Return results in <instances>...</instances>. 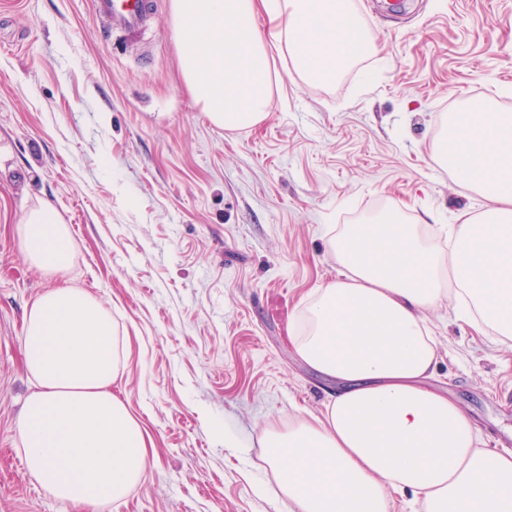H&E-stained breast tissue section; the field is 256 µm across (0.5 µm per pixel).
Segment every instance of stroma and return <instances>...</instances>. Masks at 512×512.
<instances>
[{"instance_id":"obj_1","label":"stroma","mask_w":512,"mask_h":512,"mask_svg":"<svg viewBox=\"0 0 512 512\" xmlns=\"http://www.w3.org/2000/svg\"><path fill=\"white\" fill-rule=\"evenodd\" d=\"M372 55L335 82L277 69L288 94L261 124L214 125L189 93L173 0L134 42L104 45L91 0H0V512H77L28 478L15 425L32 390L25 310L68 282L131 338L112 391L154 441L145 477L100 512H283L258 434L319 413L335 382L301 362L267 313L292 311L339 267L331 228L396 208L420 229L487 201L431 160L449 113L512 111V0H356ZM51 204L70 272L22 257L16 223ZM431 386L487 447L512 449V347L454 302L424 311Z\"/></svg>"}]
</instances>
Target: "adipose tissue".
Returning a JSON list of instances; mask_svg holds the SVG:
<instances>
[{
  "instance_id": "1",
  "label": "adipose tissue",
  "mask_w": 512,
  "mask_h": 512,
  "mask_svg": "<svg viewBox=\"0 0 512 512\" xmlns=\"http://www.w3.org/2000/svg\"><path fill=\"white\" fill-rule=\"evenodd\" d=\"M174 14L187 88L230 131L267 117L280 85L271 51L310 83L375 51L353 0H174ZM432 159L488 206L449 229L444 253L395 212L331 233L342 271L303 302L294 349L341 388L320 414L258 437L288 512H389L394 492L420 512H512V450L484 448L459 404L429 386L438 341L422 318L453 296L474 327L512 344V112L481 100L450 114ZM17 234L31 267L71 269V228L52 205L25 212ZM23 352L27 476L65 504L125 498L153 438L112 392L129 342L110 309L81 288L44 289L28 305Z\"/></svg>"
}]
</instances>
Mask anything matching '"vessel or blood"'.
Instances as JSON below:
<instances>
[{"label":"vessel or blood","instance_id":"obj_1","mask_svg":"<svg viewBox=\"0 0 512 512\" xmlns=\"http://www.w3.org/2000/svg\"><path fill=\"white\" fill-rule=\"evenodd\" d=\"M104 42L139 37L154 18V0H92Z\"/></svg>","mask_w":512,"mask_h":512}]
</instances>
